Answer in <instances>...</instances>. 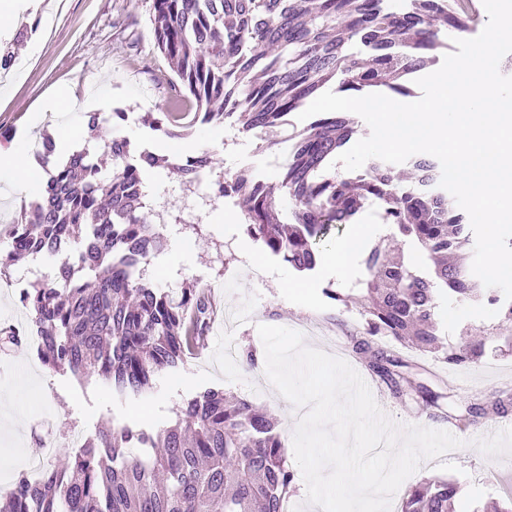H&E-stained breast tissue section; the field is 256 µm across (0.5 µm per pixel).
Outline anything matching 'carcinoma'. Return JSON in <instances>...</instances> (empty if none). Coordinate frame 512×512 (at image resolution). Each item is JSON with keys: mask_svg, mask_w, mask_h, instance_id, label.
Masks as SVG:
<instances>
[{"mask_svg": "<svg viewBox=\"0 0 512 512\" xmlns=\"http://www.w3.org/2000/svg\"><path fill=\"white\" fill-rule=\"evenodd\" d=\"M463 2L154 0L153 26L156 46L179 80L172 84L173 105L195 109L204 123L249 134L284 124L338 75L345 91L413 95L409 77L434 66L436 49L448 46L435 21L469 28ZM142 123L166 136L181 128L175 112H149ZM357 126L343 112H328L299 132L279 185L294 203L285 215L274 189L259 178L221 173L213 194L242 209L248 235L300 272L316 268L325 242L355 223L366 205L383 203L382 219L398 234L363 259L370 307L366 338L354 348L372 355L370 367L393 394L416 395L438 408L440 395L411 384L400 371L407 362L373 349L368 337L389 336L439 355L450 367L466 366L483 356L485 343L442 348L434 317L438 294L494 306L509 320L512 301L484 287L468 265L445 260L471 249L474 239L468 215L439 186L436 158L410 157L414 186L403 190L395 167L377 158L351 179L327 170ZM88 128L112 161L109 186H102L100 168L86 151L58 158L53 137H43L46 186L14 225L10 247L0 253V275L21 256L72 253L52 279L29 284L19 296L42 336L39 357L81 382L99 379L120 397L140 396L159 372L184 364L187 351L206 348L214 316L205 290L168 292L144 277L163 235L148 222L143 166L174 168L190 182L213 168V157L135 155L127 138L99 135L94 112ZM401 236L428 254L431 273L417 274L387 257L388 249L400 251ZM292 481L274 418L208 388L184 402L170 427L101 431L51 464L38 482L20 476L0 512H279ZM458 493L448 480L417 485L406 492L401 512H449Z\"/></svg>", "mask_w": 512, "mask_h": 512, "instance_id": "carcinoma-1", "label": "carcinoma"}]
</instances>
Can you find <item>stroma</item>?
<instances>
[{"label": "stroma", "instance_id": "stroma-1", "mask_svg": "<svg viewBox=\"0 0 512 512\" xmlns=\"http://www.w3.org/2000/svg\"><path fill=\"white\" fill-rule=\"evenodd\" d=\"M152 19L153 0H43L39 14L27 17L22 35L0 37L24 71L19 80L0 78V150L10 151L26 125L36 139L43 132H56L63 122L80 125V113L60 116L46 109L62 88L72 89L80 99L93 96L104 133L136 132L137 149L160 140V133L144 127L141 118L167 110L176 74L155 44ZM117 110L127 114L118 128L111 119ZM302 127L297 115H290L287 124L269 131L275 144L264 151L259 148L260 137L237 136L232 154L215 153L213 171L258 175L267 184H278L288 135ZM212 173L189 184L175 171L157 172L151 186L153 207L172 220L160 227L164 248L149 264L148 275L166 291L196 282L210 291L221 313L249 305L253 319L239 329L234 341L238 349H254L257 363L250 367L240 358L225 361L224 338L213 334L208 348L189 356L184 366L155 376L146 394L119 399L101 381L82 383L71 374L50 370L28 343L0 350V495L13 488L30 458L42 455L43 440L52 438L62 446L72 431L92 435L127 423L149 430L167 427L175 424L187 399L208 387L271 413L284 443H291L301 412L266 376L258 325L307 329V346L336 352L352 367L367 370L368 355L352 350L365 327L360 304L343 305L330 297L333 291L355 288L361 271L342 279L315 270L308 275L313 287L310 297L285 295L281 284L295 278V271L270 254L262 265L252 262L242 249L249 240L244 225L224 223L225 203L210 198ZM184 244L196 252L189 266L178 261L174 251ZM226 261L237 266L235 275H225ZM58 264L54 257H24L11 265L8 276L0 277V333L12 328L24 333L29 328L27 312L8 280H44L54 275ZM435 320L445 342L459 346L482 336L487 348L477 364L449 369L434 357L393 346L406 362L405 374L440 394L445 412L441 418L431 416L422 400L394 397L382 380L373 379L372 394L393 422L448 428L464 442L463 447L423 461L404 485L410 488L437 479L455 482L459 487L455 512L504 504L512 490V413H491L476 423L465 419L464 413L471 404L512 399V349L503 342L504 336L512 335V321L489 306L450 304L444 295L437 299ZM137 406L145 408V415L134 414Z\"/></svg>", "mask_w": 512, "mask_h": 512}]
</instances>
